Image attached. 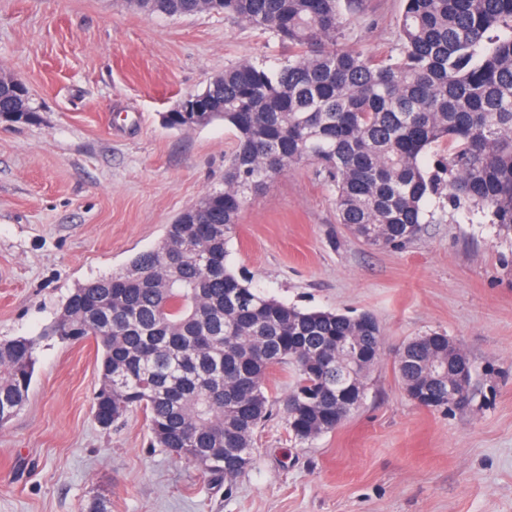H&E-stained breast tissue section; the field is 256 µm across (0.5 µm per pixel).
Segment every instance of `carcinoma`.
<instances>
[{
    "label": "carcinoma",
    "instance_id": "1",
    "mask_svg": "<svg viewBox=\"0 0 512 512\" xmlns=\"http://www.w3.org/2000/svg\"><path fill=\"white\" fill-rule=\"evenodd\" d=\"M152 16L203 11L277 39V65L242 61L203 90L210 111L165 112L191 129L221 120L235 135L224 189L202 195L166 226L161 242L120 271L67 297L44 335L92 339L100 383L92 414L104 430L140 409L155 447L187 463L207 460L213 481L252 456L255 433L281 403L288 435L306 441L346 417L336 378L365 385L382 331L357 317L308 311L249 285L226 264V244L248 196L292 164L311 162L334 193L338 223L374 246L401 248L422 231L425 203L489 214L512 235V0H404L396 52L344 49L345 14L365 0H126ZM4 120L30 123L29 91L0 76ZM357 338L354 360L336 337ZM37 339L0 337V426L28 398ZM402 387L424 376L422 395L448 408V336L433 331L401 346ZM289 365L295 381L273 398L269 377Z\"/></svg>",
    "mask_w": 512,
    "mask_h": 512
}]
</instances>
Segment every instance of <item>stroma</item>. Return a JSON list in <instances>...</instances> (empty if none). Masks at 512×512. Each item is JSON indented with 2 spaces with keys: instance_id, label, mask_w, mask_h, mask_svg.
Listing matches in <instances>:
<instances>
[{
  "instance_id": "35a3bbf8",
  "label": "stroma",
  "mask_w": 512,
  "mask_h": 512,
  "mask_svg": "<svg viewBox=\"0 0 512 512\" xmlns=\"http://www.w3.org/2000/svg\"><path fill=\"white\" fill-rule=\"evenodd\" d=\"M402 0L347 16V47L383 58ZM281 44L223 15L151 17L125 0H0V73L23 80L38 119L0 121V336L38 338L28 400L0 427V512H512V237L487 216L425 208L404 248L337 224L315 165L292 166L245 203L228 264L306 309L379 321L383 351L361 405L335 431L290 440L274 411L249 469L215 482L153 447L142 411L101 429L94 340L43 337L79 284L123 269L167 224L224 187L234 135L161 116L225 66L278 62ZM446 333L469 358L474 399L416 406L394 355Z\"/></svg>"
}]
</instances>
